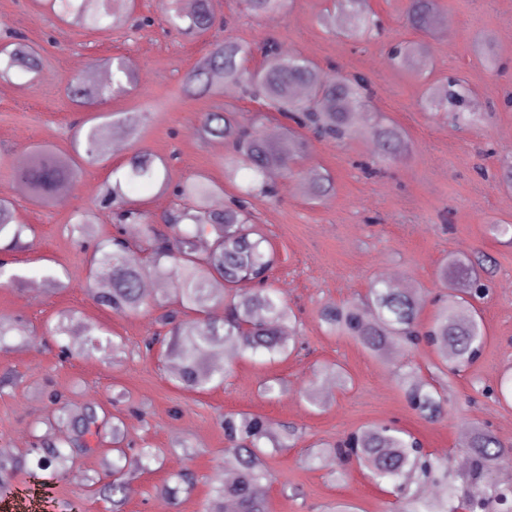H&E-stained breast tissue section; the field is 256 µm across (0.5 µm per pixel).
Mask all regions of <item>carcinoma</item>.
<instances>
[{"instance_id":"obj_1","label":"carcinoma","mask_w":512,"mask_h":512,"mask_svg":"<svg viewBox=\"0 0 512 512\" xmlns=\"http://www.w3.org/2000/svg\"><path fill=\"white\" fill-rule=\"evenodd\" d=\"M53 12L66 24L91 31H106L120 19L110 15L108 0H50ZM245 9L255 16H271L286 10L288 0H243ZM166 21L199 37L210 34L217 24L211 0H195V7L183 11L180 0H160ZM439 0H408L406 22L413 30L431 35L439 20ZM325 28L355 41L381 33L382 21L370 12L367 0H337L336 9L324 15ZM224 35L192 68L186 86L191 92L221 95L230 86L244 100L255 101L279 112L293 122L285 127L284 140L273 142L263 136L257 122L241 123L234 112H207L199 132L206 139L222 138L230 157L224 165L228 179L241 169L252 173L244 195L225 206L216 205L219 190L204 177L190 178L178 186L179 196L191 205L164 218L166 230L157 228L148 213L135 206L127 188L157 185L164 190L167 170L162 159L147 151H137L124 165L125 171L108 188L104 206L112 213L116 235L90 260L85 288L99 306L122 316H135L148 308L143 293L147 279H170L173 295L162 296L158 306L163 313L156 323L169 328L166 338L155 331L144 339L146 351L168 344L177 358L171 381L186 390L201 392L224 381L221 367L210 364L211 353L224 349V358L233 359L247 352L269 361L285 360L295 350L302 327L284 294L272 287L270 277L275 254L260 225L254 223L249 198L274 197L275 185L269 181L274 170L289 172L297 159L313 148V142L345 141L358 132L368 138L380 161L402 160L409 155L406 132L395 123H384L369 111L373 94L370 81L362 75L337 76L318 67L299 53L286 51L268 41L254 49L234 37L231 28L222 26ZM259 52L260 64L249 69L245 63ZM387 61L419 75L430 61L428 42L412 40L390 49ZM13 68L40 72V58L27 46L0 50V76ZM132 73L120 58L112 59L110 82L87 86L71 83L70 100L86 105L124 91ZM470 90L458 80L430 86L426 101L434 106L454 109L456 122L471 123L477 113L465 112ZM146 116L138 112H118L95 117L75 133L68 152L38 148L29 152L26 164L16 177L27 196L40 204L58 200L60 189L77 175V159L101 164L111 157L112 134L116 128L132 139L138 137ZM304 186L315 197L326 195L330 182L321 171L310 168ZM128 225L140 230L135 244L125 237ZM24 225L16 220L6 200L0 201V235H12L18 242ZM479 257L465 255L444 262L437 273L440 291L434 301L432 320L424 324L420 313L422 298L408 289L396 288L389 280L377 277L362 301L329 304L320 311L325 330L347 336L371 356L385 358L393 349L411 351L424 343L438 357L434 369L443 375L459 373L481 355L486 336L476 300L483 293L474 289L481 282ZM224 304V315L211 317V308ZM402 390L409 407L420 417L436 422L445 418L448 392L422 374L404 375ZM58 421L67 424L69 433L60 442L43 439L36 467L64 474L73 458L72 449L87 447V437L112 433L118 443L120 421L99 414L98 407L85 406L75 416L62 414ZM228 442L221 465L234 473L213 489L203 512H267L261 492L267 478L266 458L291 446L295 431L285 427L274 431L272 423L253 412L227 413L222 420ZM112 459L113 480L98 493L121 507L126 497V476L146 468L156 454L143 448L131 458L116 448ZM460 452L467 466L454 470L448 463L423 452L418 438L388 423H374L352 432L333 444H325L313 457L319 464L344 466L358 462L374 479L392 486L403 512H512V484L494 480L496 471L512 463V448L505 447L490 430L470 427ZM21 462L0 459V489L14 480ZM160 493L175 498L189 490L194 478L187 472L172 475Z\"/></svg>"}]
</instances>
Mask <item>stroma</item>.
<instances>
[{
	"label": "stroma",
	"mask_w": 512,
	"mask_h": 512,
	"mask_svg": "<svg viewBox=\"0 0 512 512\" xmlns=\"http://www.w3.org/2000/svg\"><path fill=\"white\" fill-rule=\"evenodd\" d=\"M405 3L368 0L384 32L355 43L319 24L334 0H294L272 17L249 15L241 0H211L217 20H230L235 36L245 43L273 38L321 68L369 77L371 111L400 125L412 152L368 174L364 165L373 149L364 137L354 135L341 144L318 141L293 173L274 176L276 199H252L278 257L273 285L302 320V345L280 363L236 359L223 385L195 393L170 382L172 356L144 350L158 308L119 316L87 295V260L97 241L113 233L112 215L98 202L113 169L145 149L168 161L170 184L203 176L219 189L220 203H228L251 175L243 170L236 179L225 178L228 148L201 139L200 120L216 111L251 118L260 107L233 91L187 93L186 76L208 52L209 41L169 29L159 0H111L124 21L105 32L60 22L44 0H0V44L18 37L42 61L36 77L13 70L0 96V198L13 204L18 223L25 226L16 248L0 250L11 277L0 284V321L9 325L19 316L29 329L25 336L9 333L0 348V376L10 372L17 377L15 387L0 391V451L6 457L33 460L47 417L94 402L121 418L123 444L157 451L149 468L129 480L123 512H201L227 446L221 415L257 412L298 432L293 447L268 460V512H335L340 505L354 512H388L392 495L364 468L354 463L339 472L310 467L312 446L379 422L412 432L425 451L451 463L458 458L460 427L473 422L512 444V404L498 394L505 370L512 369V244L490 230L494 224H512V187L498 178L500 156L512 154V104L505 102L512 88V41L507 38L512 0H439L440 19L451 28L432 38L431 62L419 77L386 62L390 43L415 37L403 17ZM488 42L500 60L495 72L483 65ZM108 58L131 64L137 84L111 99L75 106L67 82L84 80L85 70H102ZM451 75L472 89L473 111L485 113L477 126L459 129L423 109L429 85ZM115 112L146 114L137 139L125 140L105 163L82 165L54 206L26 196L15 178L20 158L37 147L69 149L75 122ZM310 167L329 174L332 188L326 196L315 199L304 191L303 176ZM79 211L96 214L93 235L74 230ZM469 253L485 255L490 268V294L479 305L486 346L473 365L453 377L446 419L430 423L409 408L400 384L411 366L429 375L437 360L430 347L395 350L380 360L350 338L328 334L318 314L325 305L363 299L376 277L395 272L426 299L421 319L429 321L433 308L428 301L439 266L448 255ZM51 275L60 286L48 283ZM64 314L73 317L68 333L48 335L47 327ZM90 326L97 327L100 337L123 341L125 356L113 358L108 348L86 354ZM334 364L346 371L348 383L321 405H311L304 396L309 382L325 385L318 370ZM273 378L287 381V391L262 396L261 385ZM111 448L105 435L75 450L64 475L19 473L9 490L0 491V512H24L23 501L33 498L40 501L38 512H110L95 486L111 479ZM186 469L198 478L191 491L174 501L157 495V487Z\"/></svg>",
	"instance_id": "35a3bbf8"
}]
</instances>
